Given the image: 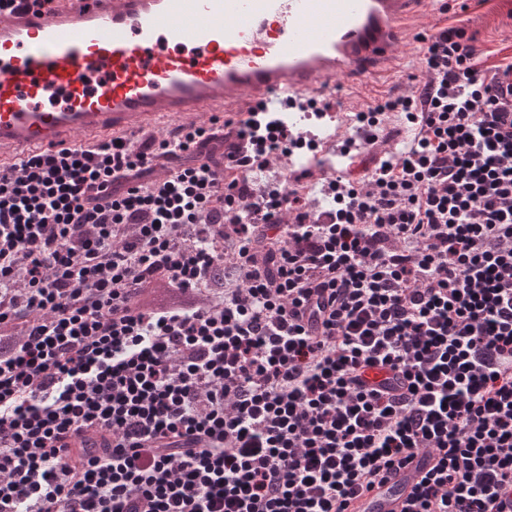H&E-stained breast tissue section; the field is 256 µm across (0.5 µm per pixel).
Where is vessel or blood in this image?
<instances>
[{
    "label": "vessel or blood",
    "instance_id": "obj_1",
    "mask_svg": "<svg viewBox=\"0 0 512 512\" xmlns=\"http://www.w3.org/2000/svg\"><path fill=\"white\" fill-rule=\"evenodd\" d=\"M441 0H0V170L44 151L166 135L203 117L242 121L258 105L297 109L339 77L406 75L437 33ZM321 159L296 171L325 183L337 141L301 127ZM437 462L420 452L345 512H405Z\"/></svg>",
    "mask_w": 512,
    "mask_h": 512
}]
</instances>
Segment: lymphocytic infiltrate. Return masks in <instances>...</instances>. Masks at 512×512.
I'll return each mask as SVG.
<instances>
[{
    "label": "lymphocytic infiltrate",
    "instance_id": "f902f5d3",
    "mask_svg": "<svg viewBox=\"0 0 512 512\" xmlns=\"http://www.w3.org/2000/svg\"><path fill=\"white\" fill-rule=\"evenodd\" d=\"M426 42L425 84L359 127L410 140L324 210L251 184L276 118L0 171V512H343L421 448L409 512L512 495V56Z\"/></svg>",
    "mask_w": 512,
    "mask_h": 512
}]
</instances>
